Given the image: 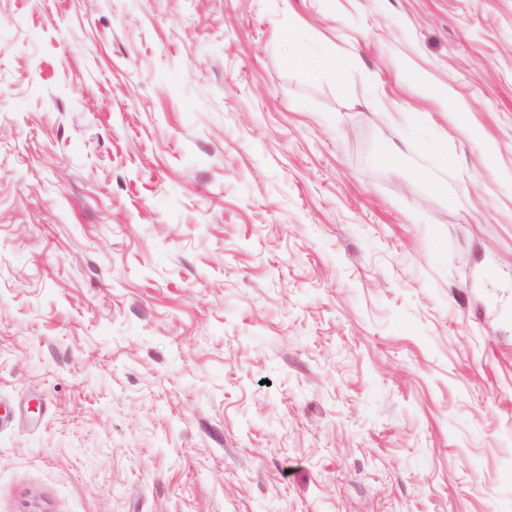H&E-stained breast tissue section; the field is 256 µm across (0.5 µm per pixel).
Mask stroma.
Instances as JSON below:
<instances>
[{
    "label": "stroma",
    "mask_w": 512,
    "mask_h": 512,
    "mask_svg": "<svg viewBox=\"0 0 512 512\" xmlns=\"http://www.w3.org/2000/svg\"><path fill=\"white\" fill-rule=\"evenodd\" d=\"M0 512H512V0H0Z\"/></svg>",
    "instance_id": "35a3bbf8"
}]
</instances>
